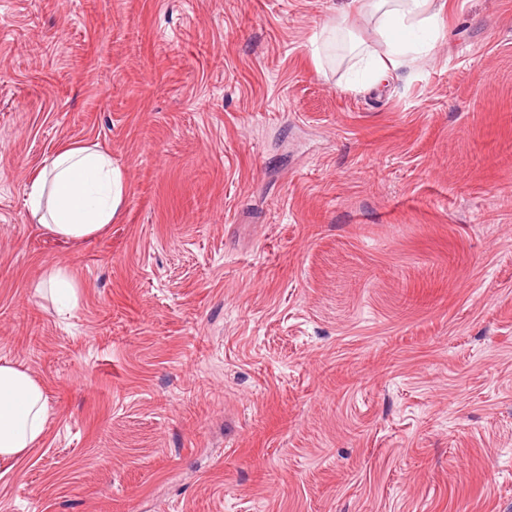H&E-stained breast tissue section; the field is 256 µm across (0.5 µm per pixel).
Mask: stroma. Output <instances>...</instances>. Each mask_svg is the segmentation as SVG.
<instances>
[{
  "instance_id": "obj_1",
  "label": "stroma",
  "mask_w": 512,
  "mask_h": 512,
  "mask_svg": "<svg viewBox=\"0 0 512 512\" xmlns=\"http://www.w3.org/2000/svg\"><path fill=\"white\" fill-rule=\"evenodd\" d=\"M345 0H0V512H512V0L380 87ZM127 193L64 242L59 148ZM76 284L58 315L56 270ZM126 191L112 157L87 145L62 147L26 187L31 215L64 241L86 240L112 224ZM48 402L42 385L26 370L0 363V461L19 460L45 430Z\"/></svg>"
}]
</instances>
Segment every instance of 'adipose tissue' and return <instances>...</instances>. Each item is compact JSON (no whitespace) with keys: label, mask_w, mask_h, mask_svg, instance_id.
<instances>
[{"label":"adipose tissue","mask_w":512,"mask_h":512,"mask_svg":"<svg viewBox=\"0 0 512 512\" xmlns=\"http://www.w3.org/2000/svg\"><path fill=\"white\" fill-rule=\"evenodd\" d=\"M448 0H348L346 19L369 18L378 47L358 36L350 42L372 83L386 81L409 63L429 56L444 25ZM127 191L121 170L96 147L68 145L48 160L26 188L38 222L65 241L99 234L117 214ZM48 402L42 385L26 370L0 363V461L19 460L45 430Z\"/></svg>","instance_id":"adipose-tissue-1"}]
</instances>
